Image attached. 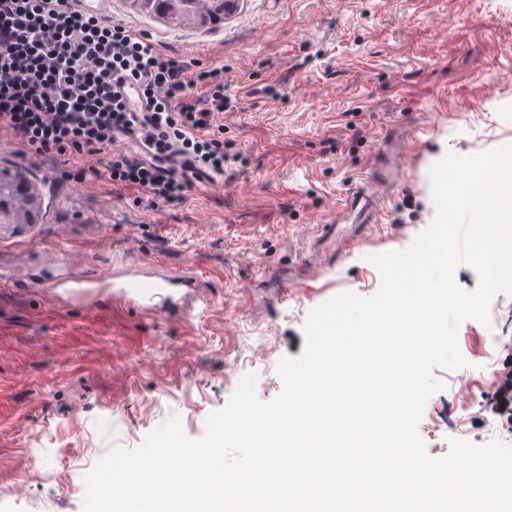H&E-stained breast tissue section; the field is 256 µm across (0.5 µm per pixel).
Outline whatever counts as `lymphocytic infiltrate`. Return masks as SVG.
I'll use <instances>...</instances> for the list:
<instances>
[{
  "label": "lymphocytic infiltrate",
  "instance_id": "1",
  "mask_svg": "<svg viewBox=\"0 0 512 512\" xmlns=\"http://www.w3.org/2000/svg\"><path fill=\"white\" fill-rule=\"evenodd\" d=\"M121 84L138 89L144 113L133 112ZM200 85L202 101L193 95ZM227 105L223 69L163 57L147 33L76 11L69 0H0V129L31 153L66 161L68 180L86 177L70 160L100 154L99 173L112 184L182 201L196 172L177 168L176 157L224 172V131L210 115ZM121 135L137 154L105 158Z\"/></svg>",
  "mask_w": 512,
  "mask_h": 512
}]
</instances>
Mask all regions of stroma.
Masks as SVG:
<instances>
[{
	"instance_id": "stroma-1",
	"label": "stroma",
	"mask_w": 512,
	"mask_h": 512,
	"mask_svg": "<svg viewBox=\"0 0 512 512\" xmlns=\"http://www.w3.org/2000/svg\"><path fill=\"white\" fill-rule=\"evenodd\" d=\"M110 18L164 55L223 68L230 105L212 119L229 160L223 181L156 204L91 176L63 182L0 131V172L26 173L42 200L38 223L0 224V512H82L98 460L174 414L200 438L245 374L275 398L310 311L374 295L371 256L407 249L430 224L431 167L512 144V0H239L201 28L111 0ZM395 145L399 179L369 186L382 221L356 223L342 198ZM147 261L194 272L202 301L144 314L49 293L59 278ZM491 320L459 329L468 367L434 371L446 387L420 423L430 457L453 438L512 443L484 380L512 374V296L493 299Z\"/></svg>"
}]
</instances>
